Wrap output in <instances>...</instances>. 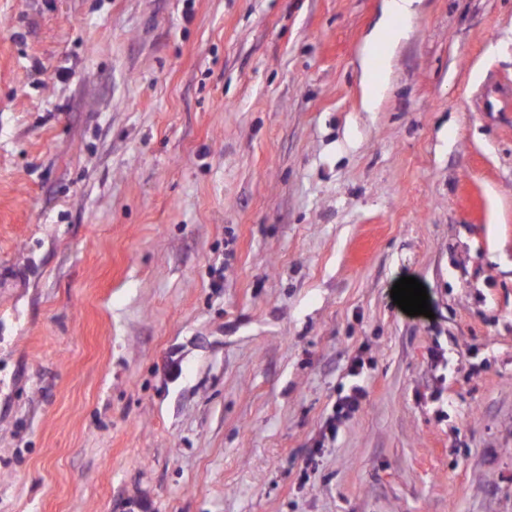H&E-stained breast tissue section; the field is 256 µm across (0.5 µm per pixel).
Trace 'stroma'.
<instances>
[{
    "label": "stroma",
    "instance_id": "stroma-1",
    "mask_svg": "<svg viewBox=\"0 0 512 512\" xmlns=\"http://www.w3.org/2000/svg\"><path fill=\"white\" fill-rule=\"evenodd\" d=\"M382 8L0 0V512H512V0ZM405 32L402 28L392 26L386 19L380 23V28L372 38V46H379L383 48V54L380 57L384 58L390 55L392 48L404 36ZM381 68H370L364 77V94L367 108L376 105L383 91V80L380 75ZM367 392L364 386L355 383L342 395L339 394L333 406V414L326 423V431L331 437H335L339 425L346 419L353 416L360 408L362 401L366 398Z\"/></svg>",
    "mask_w": 512,
    "mask_h": 512
}]
</instances>
